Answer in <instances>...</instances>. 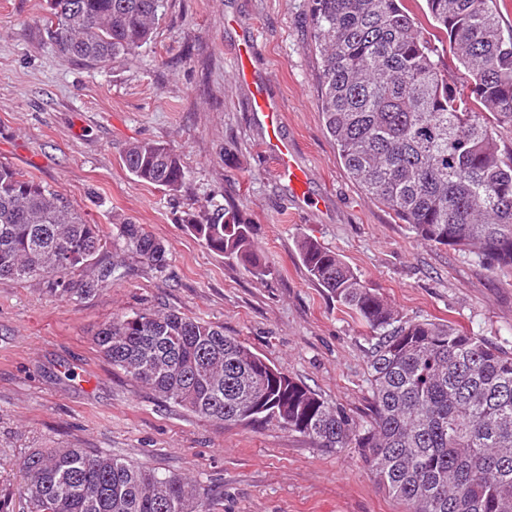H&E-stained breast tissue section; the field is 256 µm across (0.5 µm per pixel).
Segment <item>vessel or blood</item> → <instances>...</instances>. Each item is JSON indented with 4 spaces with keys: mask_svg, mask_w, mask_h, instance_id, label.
Returning <instances> with one entry per match:
<instances>
[{
    "mask_svg": "<svg viewBox=\"0 0 512 512\" xmlns=\"http://www.w3.org/2000/svg\"><path fill=\"white\" fill-rule=\"evenodd\" d=\"M251 110L266 126L265 149L276 159L280 177L288 181L298 199L307 200V171L299 164L292 142L282 131L277 104L265 95L263 88L257 87L251 100Z\"/></svg>",
    "mask_w": 512,
    "mask_h": 512,
    "instance_id": "1",
    "label": "vessel or blood"
}]
</instances>
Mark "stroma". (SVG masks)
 I'll list each match as a JSON object with an SVG mask.
<instances>
[{
	"label": "stroma",
	"mask_w": 512,
	"mask_h": 512,
	"mask_svg": "<svg viewBox=\"0 0 512 512\" xmlns=\"http://www.w3.org/2000/svg\"><path fill=\"white\" fill-rule=\"evenodd\" d=\"M311 0H165L136 53L90 66L62 58L47 0H0V162L64 194L120 261L83 297L0 280V512H28L21 460L94 448L214 496L217 512H404L357 448L329 450L269 422L227 426L156 400L94 343L99 327L145 309L222 325L354 421L369 418L368 329L341 311L299 258L309 237L336 252L403 316L442 320L512 351V272L468 250L424 244L347 175L318 109ZM265 81L309 176L297 199L264 149L266 128L238 81L239 48ZM133 141L179 154V192L133 179ZM232 201L271 273L259 280L193 237L183 210ZM129 220L161 240L167 266L139 262Z\"/></svg>",
	"instance_id": "35a3bbf8"
}]
</instances>
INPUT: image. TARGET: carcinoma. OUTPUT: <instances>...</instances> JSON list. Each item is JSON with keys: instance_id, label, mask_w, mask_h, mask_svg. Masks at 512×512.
Returning <instances> with one entry per match:
<instances>
[{"instance_id": "1", "label": "carcinoma", "mask_w": 512, "mask_h": 512, "mask_svg": "<svg viewBox=\"0 0 512 512\" xmlns=\"http://www.w3.org/2000/svg\"><path fill=\"white\" fill-rule=\"evenodd\" d=\"M444 50L417 28L406 0H313L320 110L349 178L426 244L476 250L512 270V30L497 0H425ZM46 26L67 59L125 58L147 43L163 0H48ZM123 163L138 181L177 192L182 161L162 143L134 142ZM212 252L252 276L270 275L255 226L233 204L182 219ZM141 262L162 270L166 249L120 224ZM108 240L48 184L0 162V279L44 280L51 296L112 284ZM310 276L370 330L371 416L356 423L212 322L140 311L104 324L95 344L157 399L226 425L275 421L317 447L354 446L406 512H512V352L445 321L406 319L336 252L305 237ZM74 271L87 273L79 281ZM30 512H214L179 475L91 448H48L20 462Z\"/></svg>"}]
</instances>
